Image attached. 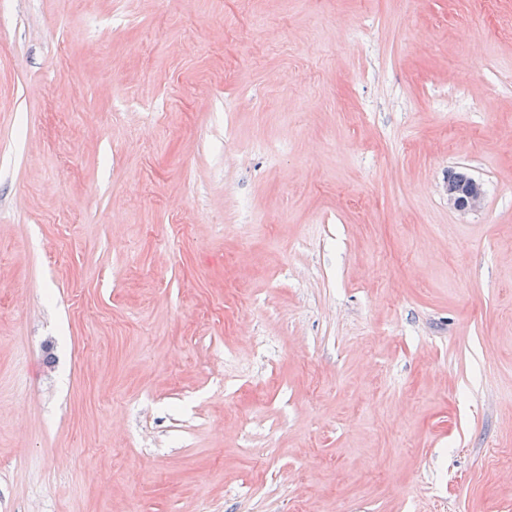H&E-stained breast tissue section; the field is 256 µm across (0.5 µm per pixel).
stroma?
Segmentation results:
<instances>
[{"label":"stroma","instance_id":"stroma-1","mask_svg":"<svg viewBox=\"0 0 512 512\" xmlns=\"http://www.w3.org/2000/svg\"><path fill=\"white\" fill-rule=\"evenodd\" d=\"M0 512H512V0H0ZM448 205L457 212L477 210L484 202L482 184L466 173L448 177Z\"/></svg>","mask_w":512,"mask_h":512}]
</instances>
